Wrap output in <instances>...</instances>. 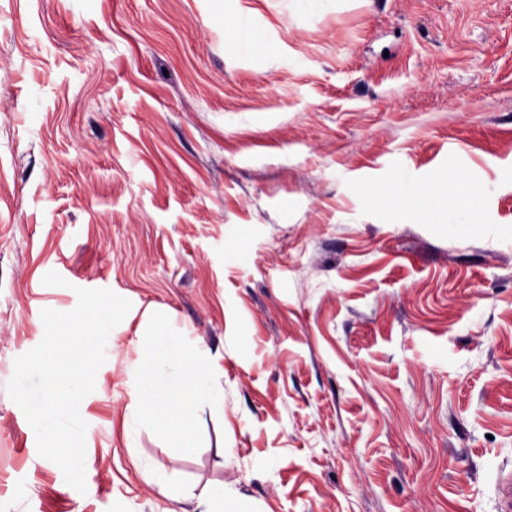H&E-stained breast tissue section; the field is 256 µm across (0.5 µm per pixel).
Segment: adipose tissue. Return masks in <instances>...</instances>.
Returning a JSON list of instances; mask_svg holds the SVG:
<instances>
[{
    "label": "adipose tissue",
    "instance_id": "ef3b65f1",
    "mask_svg": "<svg viewBox=\"0 0 512 512\" xmlns=\"http://www.w3.org/2000/svg\"><path fill=\"white\" fill-rule=\"evenodd\" d=\"M217 370V362L198 343L179 336L166 337L158 350L140 346L121 381L130 400L123 420L128 446H135L149 427L163 426L182 453H193L198 446L195 419L199 408L224 404V392L214 381ZM137 468L160 495L194 500V512H251L248 499L228 487L174 484L172 476L148 458L139 459Z\"/></svg>",
    "mask_w": 512,
    "mask_h": 512
}]
</instances>
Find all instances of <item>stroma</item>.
I'll return each instance as SVG.
<instances>
[{"label": "stroma", "instance_id": "1", "mask_svg": "<svg viewBox=\"0 0 512 512\" xmlns=\"http://www.w3.org/2000/svg\"><path fill=\"white\" fill-rule=\"evenodd\" d=\"M262 35L242 50L224 21ZM485 225L390 223L396 175ZM66 279L44 285L48 272ZM107 288L220 366L199 446L127 447L115 328L86 493L6 381L43 309ZM499 512L512 475V0H0V512ZM137 468L160 495L195 500L194 512H253L248 499L227 486H204L197 491V486L176 485L165 469L148 458L139 459Z\"/></svg>", "mask_w": 512, "mask_h": 512}]
</instances>
